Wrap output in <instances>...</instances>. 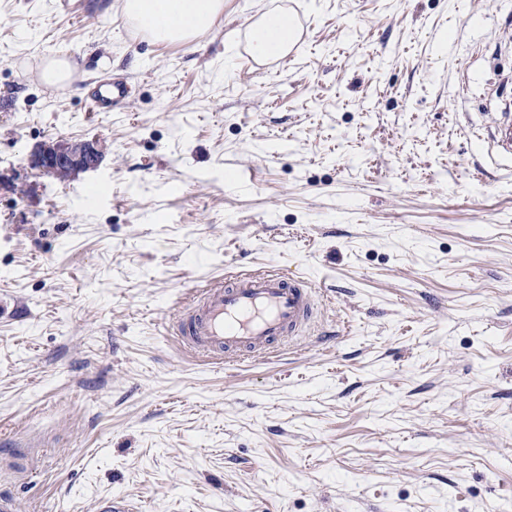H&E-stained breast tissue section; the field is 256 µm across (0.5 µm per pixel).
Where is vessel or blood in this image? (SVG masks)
I'll use <instances>...</instances> for the list:
<instances>
[{
    "mask_svg": "<svg viewBox=\"0 0 512 512\" xmlns=\"http://www.w3.org/2000/svg\"><path fill=\"white\" fill-rule=\"evenodd\" d=\"M129 95L125 79L106 77L86 93V107L109 112ZM487 146L512 160L511 116H503ZM191 295L176 317L177 333L191 350L216 356L269 353L283 339L301 335L315 307L311 283L275 271L214 281Z\"/></svg>",
    "mask_w": 512,
    "mask_h": 512,
    "instance_id": "b4317fda",
    "label": "vessel or blood"
}]
</instances>
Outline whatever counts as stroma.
Wrapping results in <instances>:
<instances>
[{
  "label": "stroma",
  "instance_id": "35a3bbf8",
  "mask_svg": "<svg viewBox=\"0 0 512 512\" xmlns=\"http://www.w3.org/2000/svg\"><path fill=\"white\" fill-rule=\"evenodd\" d=\"M281 8L288 57L256 58ZM512 0H224L153 44L116 0H0V492L18 512H512ZM75 80L43 84L41 60ZM134 85L90 112L84 85ZM99 140L93 171L24 166ZM323 308L267 356L182 349L186 286ZM296 41L293 18L283 11L267 9L253 24L251 50L260 59L287 57ZM484 142L487 143L488 151H494L496 155L512 161V118L509 113L503 115L495 132Z\"/></svg>",
  "mask_w": 512,
  "mask_h": 512
}]
</instances>
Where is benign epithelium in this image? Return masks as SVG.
Instances as JSON below:
<instances>
[{
	"label": "benign epithelium",
	"instance_id": "1",
	"mask_svg": "<svg viewBox=\"0 0 512 512\" xmlns=\"http://www.w3.org/2000/svg\"><path fill=\"white\" fill-rule=\"evenodd\" d=\"M103 157V149L96 141H57L32 151L26 158V165L41 175L55 178L63 168L72 176L95 170Z\"/></svg>",
	"mask_w": 512,
	"mask_h": 512
}]
</instances>
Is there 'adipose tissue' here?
I'll list each match as a JSON object with an SVG mask.
<instances>
[{
    "instance_id": "obj_1",
    "label": "adipose tissue",
    "mask_w": 512,
    "mask_h": 512,
    "mask_svg": "<svg viewBox=\"0 0 512 512\" xmlns=\"http://www.w3.org/2000/svg\"><path fill=\"white\" fill-rule=\"evenodd\" d=\"M125 19L155 43H189L210 30L224 0H121ZM297 40L287 13L268 9L254 23L251 50L261 59L284 58Z\"/></svg>"
}]
</instances>
